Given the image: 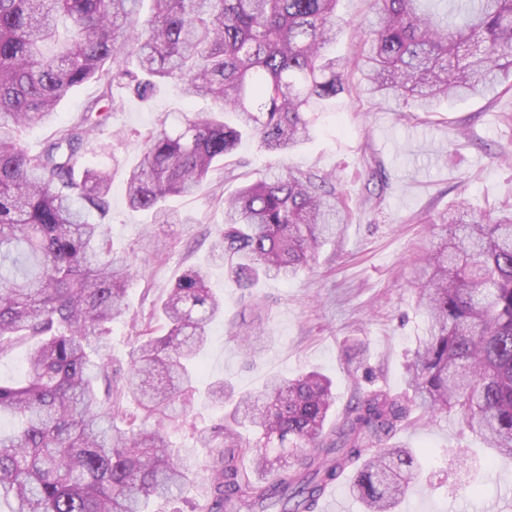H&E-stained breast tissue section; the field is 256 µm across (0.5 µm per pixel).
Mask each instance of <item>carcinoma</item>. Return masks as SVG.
<instances>
[{"label": "carcinoma", "instance_id": "obj_1", "mask_svg": "<svg viewBox=\"0 0 512 512\" xmlns=\"http://www.w3.org/2000/svg\"><path fill=\"white\" fill-rule=\"evenodd\" d=\"M0 0V355L29 343L27 379L0 383V501L9 512H146L188 480L167 433L195 393L194 363L224 299L188 266L160 311L165 333L137 337L121 386L109 378L108 324L125 311L130 256L107 240L112 174L85 161L124 85L146 97L163 84L205 112L155 117L126 172L134 211L189 224L173 195L201 190L242 136L271 153L309 140L310 112H334L350 62L327 53L344 30L338 0ZM67 23L60 38L59 21ZM365 91L434 112L443 99L496 90L512 73V0H371L361 58ZM100 95L31 152L23 127L55 121L68 92ZM212 260L247 289L289 280L319 242L347 223L333 176L289 168L220 199ZM95 211L100 222L89 221ZM444 243L425 258L416 293L426 327L406 367V391L354 397L325 431L336 401L318 372L272 376L237 398L222 379L210 397L224 423L197 429L212 448L208 512H320L321 488L347 469L365 512H397L420 461L393 442L410 421L446 413L512 457V210L475 214L461 200L441 218ZM134 400L151 429L124 409ZM252 460L247 471L239 459Z\"/></svg>", "mask_w": 512, "mask_h": 512}]
</instances>
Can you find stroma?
Returning a JSON list of instances; mask_svg holds the SVG:
<instances>
[{"label":"stroma","mask_w":512,"mask_h":512,"mask_svg":"<svg viewBox=\"0 0 512 512\" xmlns=\"http://www.w3.org/2000/svg\"><path fill=\"white\" fill-rule=\"evenodd\" d=\"M367 9L366 0H340L338 13L348 26L333 55H356ZM113 94L118 107L87 152L90 165L112 174L107 238L139 261L128 283V310L110 326L113 367L126 368L137 331L155 322V309L177 274L198 265L207 267L211 288L224 299V315L212 323L201 359L202 383L224 378L238 391L257 392L270 376L318 370L332 380L336 395L331 428L356 392L402 393L407 360L425 331L415 303L416 253L438 248L434 223L459 199L484 213L512 204V92L444 103L426 114L401 112L394 102L352 90L343 111L319 114L312 138L294 152L269 153L257 140L244 139L225 158V173H214L195 196L171 198L172 207L193 216L190 224L150 223L128 207L123 190L154 117L166 113L176 121L189 108L179 89L167 86L148 100L120 86ZM288 166L335 176L351 218L297 277L261 281L255 308L228 282L223 265L212 261L224 220L217 197ZM233 323L263 332L257 359L246 357L243 338L229 336ZM223 416L205 393L196 394L186 422L170 430L189 471L184 499L154 501L150 512H202L212 457L197 447L193 429ZM395 441L425 461L401 512H483L491 503L512 501V458L495 456L453 418L443 414L405 428ZM489 459L492 470L480 469Z\"/></svg>","instance_id":"obj_1"}]
</instances>
